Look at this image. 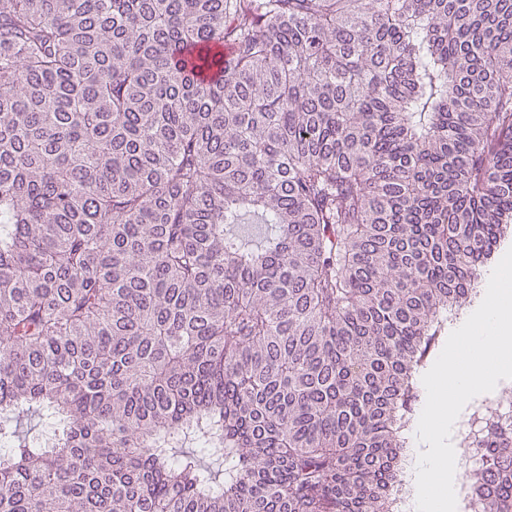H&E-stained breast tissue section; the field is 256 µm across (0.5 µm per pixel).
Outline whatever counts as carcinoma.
<instances>
[{"label": "carcinoma", "instance_id": "obj_1", "mask_svg": "<svg viewBox=\"0 0 512 512\" xmlns=\"http://www.w3.org/2000/svg\"><path fill=\"white\" fill-rule=\"evenodd\" d=\"M510 229L512 0H0V512H390Z\"/></svg>", "mask_w": 512, "mask_h": 512}]
</instances>
